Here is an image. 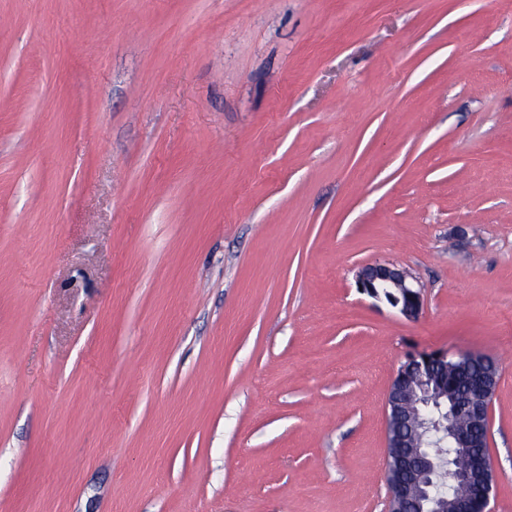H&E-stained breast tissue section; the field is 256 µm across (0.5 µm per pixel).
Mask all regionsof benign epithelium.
Instances as JSON below:
<instances>
[{"label": "benign epithelium", "mask_w": 512, "mask_h": 512, "mask_svg": "<svg viewBox=\"0 0 512 512\" xmlns=\"http://www.w3.org/2000/svg\"><path fill=\"white\" fill-rule=\"evenodd\" d=\"M358 291L377 301L382 290L396 289L402 299L394 308L407 319L417 318L422 310L421 288L404 268L389 262L361 268L356 274ZM448 380V354L433 352L410 356L391 383L387 396L386 432L392 447L406 449L410 465L403 478L387 481L389 512H447L443 499H430V471L425 465L424 451L415 444L419 428L420 407L433 390L436 376ZM463 390L455 395L448 414V435L455 448H469L476 431L489 430V412L495 387L483 379L464 375ZM493 486L480 488L457 503L458 512H486Z\"/></svg>", "instance_id": "1"}]
</instances>
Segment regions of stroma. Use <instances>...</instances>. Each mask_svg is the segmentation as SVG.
Returning a JSON list of instances; mask_svg holds the SVG:
<instances>
[{"label":"stroma","mask_w":512,"mask_h":512,"mask_svg":"<svg viewBox=\"0 0 512 512\" xmlns=\"http://www.w3.org/2000/svg\"><path fill=\"white\" fill-rule=\"evenodd\" d=\"M432 351L512 512V0H0V512H387ZM417 280L404 268L389 262L362 267L356 274V287L362 294L384 302L383 288L396 289L384 292V298L392 303L406 319H416L422 310V293Z\"/></svg>","instance_id":"1"}]
</instances>
